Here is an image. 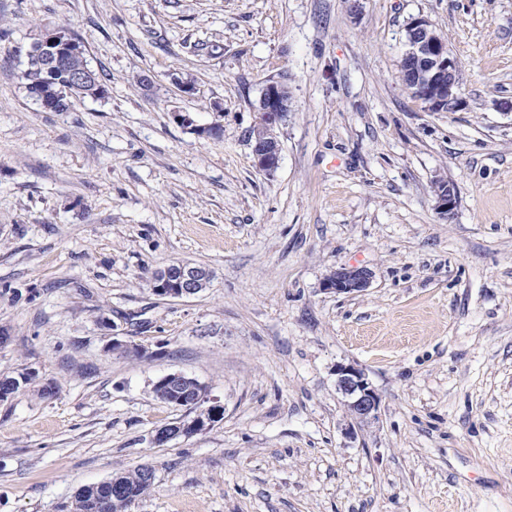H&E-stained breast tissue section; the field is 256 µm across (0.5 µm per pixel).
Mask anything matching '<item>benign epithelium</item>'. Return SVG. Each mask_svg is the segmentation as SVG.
<instances>
[{
  "label": "benign epithelium",
  "instance_id": "obj_1",
  "mask_svg": "<svg viewBox=\"0 0 512 512\" xmlns=\"http://www.w3.org/2000/svg\"><path fill=\"white\" fill-rule=\"evenodd\" d=\"M72 41L65 40L56 32H47L40 41V53L51 68H60L68 56ZM400 65L407 78L405 88L427 104L432 112H458L465 108L461 84L456 79L458 62L448 50L445 41L424 16L411 19L406 28L405 50ZM283 80H272L262 89L258 118L251 132L252 156L255 167L265 173L273 172L279 165L281 147L275 128L291 111V100L282 89ZM435 208L444 219L453 214L456 197L451 183L433 188ZM210 278L208 271L188 262L178 261L157 273L158 292L169 298H182L203 290ZM372 273L358 266L340 267L325 280L323 287L337 294L363 293L370 287ZM336 386L346 398V406L352 420L361 422L377 413L380 399L370 386L365 373L352 364L336 366ZM186 375L172 373L163 376L154 388L176 405L206 401L215 414L222 412V406L215 399L207 397L204 390L189 388L180 392ZM207 429V425L195 419L165 424L155 432L153 440L165 444L181 436H190Z\"/></svg>",
  "mask_w": 512,
  "mask_h": 512
}]
</instances>
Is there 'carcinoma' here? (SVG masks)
<instances>
[{"mask_svg": "<svg viewBox=\"0 0 512 512\" xmlns=\"http://www.w3.org/2000/svg\"><path fill=\"white\" fill-rule=\"evenodd\" d=\"M89 68L83 46L69 54V66L66 70H53L48 67L36 45H31L27 55L26 68L22 73L27 92L32 97L43 100V108L49 112H68L75 106V100L85 98L102 99L108 89L104 85V75L92 71L93 79L84 89L75 91L70 88L68 74ZM145 467L115 475L122 491L112 493V480L82 489L71 505V512H129L131 505L144 494L152 484L144 478Z\"/></svg>", "mask_w": 512, "mask_h": 512, "instance_id": "carcinoma-1", "label": "carcinoma"}]
</instances>
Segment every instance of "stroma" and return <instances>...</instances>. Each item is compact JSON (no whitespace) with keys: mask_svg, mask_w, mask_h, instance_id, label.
I'll return each mask as SVG.
<instances>
[{"mask_svg":"<svg viewBox=\"0 0 512 512\" xmlns=\"http://www.w3.org/2000/svg\"><path fill=\"white\" fill-rule=\"evenodd\" d=\"M419 15L461 111L398 79ZM61 27L108 94L48 112L21 72ZM279 78L268 174L249 133ZM174 261L208 288L156 295ZM352 265L367 291L324 290ZM0 327V377L33 375L0 401V512L142 465L130 512H512V0H0ZM340 364L376 417L351 423ZM170 373L223 414L158 445L194 416L155 397ZM433 197L436 202L435 208L437 213L443 219H449L453 214L456 203L454 185L448 181V184L444 182V184L435 186L433 188ZM336 386L346 398V406L352 420L361 422L377 413L380 399L370 386L365 373L352 364L336 367ZM210 425H205L196 419L182 420L180 422L165 424L155 432L153 440L165 444L172 439L181 436H190L206 430Z\"/></svg>","mask_w":512,"mask_h":512,"instance_id":"35a3bbf8","label":"stroma"}]
</instances>
